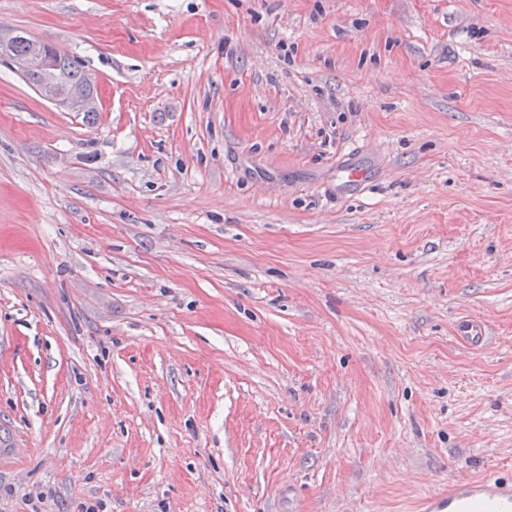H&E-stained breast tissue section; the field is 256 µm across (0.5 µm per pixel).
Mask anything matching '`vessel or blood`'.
Wrapping results in <instances>:
<instances>
[{
    "label": "vessel or blood",
    "instance_id": "b4317fda",
    "mask_svg": "<svg viewBox=\"0 0 512 512\" xmlns=\"http://www.w3.org/2000/svg\"><path fill=\"white\" fill-rule=\"evenodd\" d=\"M456 336L471 344H482L486 330L482 322L460 318ZM424 512H512V481L496 476L455 483L448 494L435 495L423 504Z\"/></svg>",
    "mask_w": 512,
    "mask_h": 512
}]
</instances>
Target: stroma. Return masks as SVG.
<instances>
[{"mask_svg": "<svg viewBox=\"0 0 512 512\" xmlns=\"http://www.w3.org/2000/svg\"><path fill=\"white\" fill-rule=\"evenodd\" d=\"M0 30L98 99L0 66V512L512 479V0H0ZM45 71L37 66H31L26 72L24 78L32 87L41 84L46 76V80L36 89L42 99L67 108L68 110L84 112L87 110H97V97L94 94V82L89 78L82 82L85 72L80 68L75 59L67 52L56 53L53 59L55 74L65 83L70 84L64 88L57 85L52 76V66L46 61ZM455 335L465 342L481 345L485 339L486 330L481 321L465 316L457 321Z\"/></svg>", "mask_w": 512, "mask_h": 512, "instance_id": "35a3bbf8", "label": "stroma"}]
</instances>
